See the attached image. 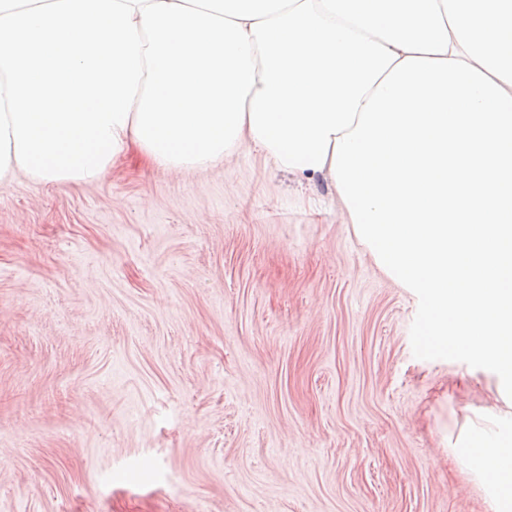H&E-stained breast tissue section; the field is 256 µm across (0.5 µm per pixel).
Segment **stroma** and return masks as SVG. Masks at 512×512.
I'll list each match as a JSON object with an SVG mask.
<instances>
[{"label":"stroma","instance_id":"stroma-1","mask_svg":"<svg viewBox=\"0 0 512 512\" xmlns=\"http://www.w3.org/2000/svg\"><path fill=\"white\" fill-rule=\"evenodd\" d=\"M246 153L0 182V512H489L498 378ZM471 423L473 448L467 454H455L456 462L474 474L487 490L491 512L512 510V436L502 435L501 419L495 414Z\"/></svg>","mask_w":512,"mask_h":512}]
</instances>
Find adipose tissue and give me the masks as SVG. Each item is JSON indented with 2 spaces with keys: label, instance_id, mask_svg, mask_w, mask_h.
Instances as JSON below:
<instances>
[{
  "label": "adipose tissue",
  "instance_id": "adipose-tissue-1",
  "mask_svg": "<svg viewBox=\"0 0 512 512\" xmlns=\"http://www.w3.org/2000/svg\"><path fill=\"white\" fill-rule=\"evenodd\" d=\"M247 152L325 184L425 333L512 385V0H0V181ZM456 462L512 512V436Z\"/></svg>",
  "mask_w": 512,
  "mask_h": 512
}]
</instances>
